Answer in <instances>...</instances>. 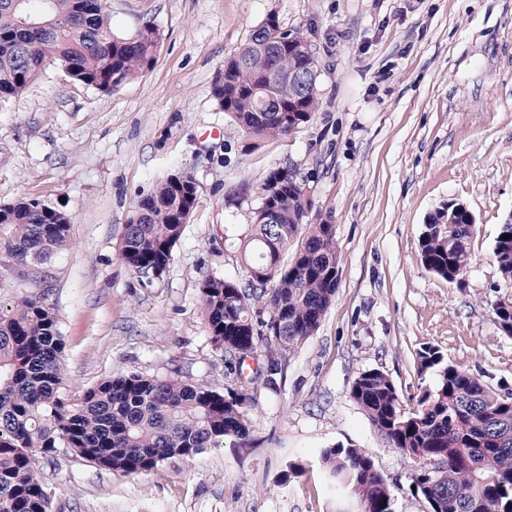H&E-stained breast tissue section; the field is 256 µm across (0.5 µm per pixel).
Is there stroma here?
Instances as JSON below:
<instances>
[{"instance_id":"stroma-1","label":"stroma","mask_w":512,"mask_h":512,"mask_svg":"<svg viewBox=\"0 0 512 512\" xmlns=\"http://www.w3.org/2000/svg\"><path fill=\"white\" fill-rule=\"evenodd\" d=\"M115 34L153 23V67L101 94L48 70L0 109V204L63 202L71 246L40 273L0 265V307L47 295L65 342L63 392L137 373L240 389L212 345L199 286L241 280L258 201L242 183L292 167L311 207L334 224L341 263L317 333L286 355L274 386L249 385L250 437L225 438L187 462L122 474L58 449L42 462L51 512H354L318 461L341 444L368 452L395 512H428L412 462L352 400L377 369L406 407L436 381L416 353L512 390V335L495 321L512 300L493 259L512 215V0H111ZM308 40L318 106L285 138L248 139L218 108L225 61L268 15ZM177 170L200 202L159 279L142 284L121 258L128 217ZM475 216L462 283L425 270L419 234L449 200ZM303 467L290 472L291 463Z\"/></svg>"}]
</instances>
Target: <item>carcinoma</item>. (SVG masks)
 I'll use <instances>...</instances> for the list:
<instances>
[{
	"label": "carcinoma",
	"instance_id": "1",
	"mask_svg": "<svg viewBox=\"0 0 512 512\" xmlns=\"http://www.w3.org/2000/svg\"><path fill=\"white\" fill-rule=\"evenodd\" d=\"M291 36L268 16L224 63V80L213 88L224 115L253 140L285 137L316 109L314 82L269 86L274 71L318 69L317 59L298 50ZM159 41L150 23L132 36L115 35L109 0H0V108L49 67L108 94L151 69ZM242 193L259 200L243 253L247 278L208 276L200 295L214 347L240 367L265 351L270 369L264 380L271 383L282 357L318 331L336 294L340 253L335 225L306 222L311 202L291 169L245 183ZM198 203L196 180L184 171L137 202L121 258L141 281L163 274ZM71 224L63 205L40 197L0 205V260L9 266L47 260L69 248ZM474 234L465 213L450 224L423 225L422 265L456 281L470 266ZM296 240L292 262L282 264V251ZM493 258L503 280L512 281V224L499 225ZM263 311L266 321L257 319ZM494 314L512 335V302L496 304ZM63 352L45 296L0 310V512H49L40 460L59 448L139 474L165 461H189L226 437L249 436L254 400L247 392L130 374L68 398ZM416 359L420 372L436 375L416 408H405L394 382L377 369L355 378L352 399L391 447L412 460V488L430 512H512V391L492 389L481 374L445 361L433 345L421 347ZM319 459L334 485L354 499L356 512H394L390 488L367 452L334 445ZM435 462L444 475L431 472Z\"/></svg>",
	"mask_w": 512,
	"mask_h": 512
}]
</instances>
